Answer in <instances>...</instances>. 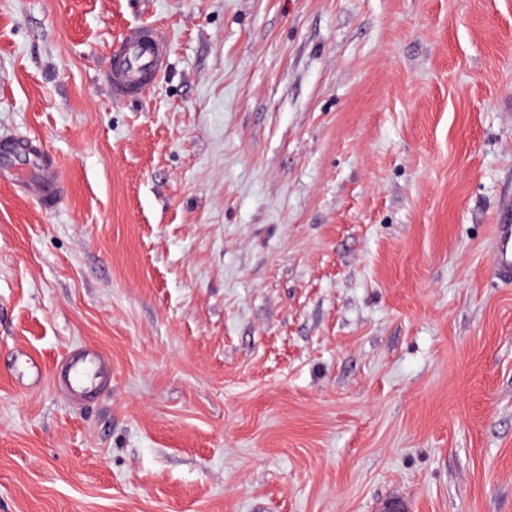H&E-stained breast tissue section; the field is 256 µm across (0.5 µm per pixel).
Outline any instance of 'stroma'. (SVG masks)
Segmentation results:
<instances>
[{"label":"stroma","instance_id":"obj_1","mask_svg":"<svg viewBox=\"0 0 512 512\" xmlns=\"http://www.w3.org/2000/svg\"><path fill=\"white\" fill-rule=\"evenodd\" d=\"M8 135L68 192L0 182V512H512V0H0ZM168 53L167 41L155 26L125 31L112 51L108 85L112 98L127 101L141 97L161 75ZM501 223L494 224L492 264L502 281H512V212L500 218ZM59 363L52 377L55 388L80 401L105 388L110 370L99 349L85 346L68 351ZM373 512H413L412 501L399 491L377 499L372 507Z\"/></svg>","mask_w":512,"mask_h":512}]
</instances>
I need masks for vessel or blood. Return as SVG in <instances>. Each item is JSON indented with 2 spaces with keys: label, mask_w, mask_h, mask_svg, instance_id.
<instances>
[{
  "label": "vessel or blood",
  "mask_w": 512,
  "mask_h": 512,
  "mask_svg": "<svg viewBox=\"0 0 512 512\" xmlns=\"http://www.w3.org/2000/svg\"><path fill=\"white\" fill-rule=\"evenodd\" d=\"M168 53L167 41L157 27L137 26L125 31L112 51L108 85L112 97L127 101L141 97L161 75ZM0 180L16 186L20 196L36 199L47 209L57 207L65 192L57 158L35 139L7 137L0 140ZM492 264L500 279L512 281V218L501 216L494 226ZM109 367L103 353L94 347L67 352L52 381L55 388L79 400L103 390ZM373 512H413L412 501L403 493L390 492L377 499Z\"/></svg>",
  "instance_id": "b4317fda"
}]
</instances>
